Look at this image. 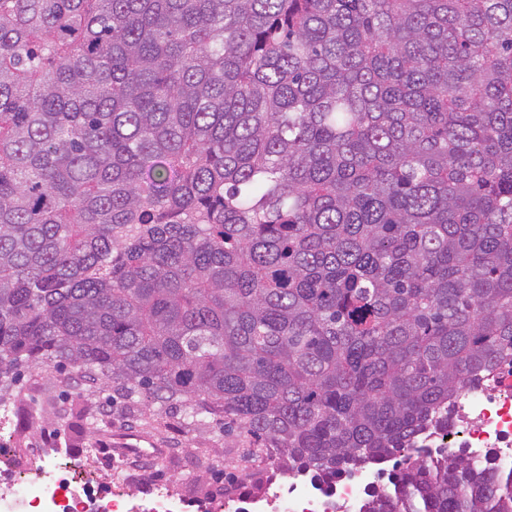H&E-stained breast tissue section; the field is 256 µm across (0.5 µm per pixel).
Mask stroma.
<instances>
[{
  "mask_svg": "<svg viewBox=\"0 0 512 512\" xmlns=\"http://www.w3.org/2000/svg\"><path fill=\"white\" fill-rule=\"evenodd\" d=\"M77 379L75 369L27 370L20 384L0 394L9 419L0 424V469L10 468L14 454L42 441L67 449L65 463H73L80 448L96 441L99 448L114 447L118 438H140L142 447L157 449L145 462L149 478L168 481L175 489L192 486L205 491L218 480L234 478L237 487L255 488L261 468L243 472L237 460L244 439L224 433L219 421L187 424L181 413L170 412L161 431L140 426L133 407L113 399L111 392L90 390L81 412L70 409L69 393Z\"/></svg>",
  "mask_w": 512,
  "mask_h": 512,
  "instance_id": "stroma-1",
  "label": "stroma"
}]
</instances>
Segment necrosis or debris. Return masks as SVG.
I'll return each mask as SVG.
<instances>
[{
  "label": "necrosis or debris",
  "instance_id": "obj_1",
  "mask_svg": "<svg viewBox=\"0 0 512 512\" xmlns=\"http://www.w3.org/2000/svg\"><path fill=\"white\" fill-rule=\"evenodd\" d=\"M447 430L432 434L427 448L466 449L476 462L494 457L512 462V367L503 366L460 390ZM139 471L116 467L115 487L104 498L78 488L56 450L22 452L14 467L0 471V512H358L370 478L360 472L323 485L298 469L264 481L258 492H229L189 501L165 484L131 495Z\"/></svg>",
  "mask_w": 512,
  "mask_h": 512
}]
</instances>
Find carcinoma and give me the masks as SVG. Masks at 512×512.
Wrapping results in <instances>:
<instances>
[{"mask_svg": "<svg viewBox=\"0 0 512 512\" xmlns=\"http://www.w3.org/2000/svg\"><path fill=\"white\" fill-rule=\"evenodd\" d=\"M512 364V0H0V390L222 416L360 512H512L403 451Z\"/></svg>", "mask_w": 512, "mask_h": 512, "instance_id": "1", "label": "carcinoma"}]
</instances>
